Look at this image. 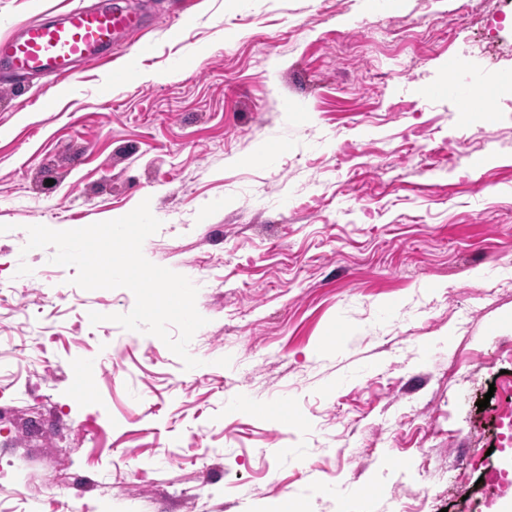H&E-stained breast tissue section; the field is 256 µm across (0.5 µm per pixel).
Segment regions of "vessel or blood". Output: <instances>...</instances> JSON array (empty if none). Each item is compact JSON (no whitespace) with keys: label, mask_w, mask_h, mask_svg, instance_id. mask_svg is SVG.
Segmentation results:
<instances>
[{"label":"vessel or blood","mask_w":512,"mask_h":512,"mask_svg":"<svg viewBox=\"0 0 512 512\" xmlns=\"http://www.w3.org/2000/svg\"><path fill=\"white\" fill-rule=\"evenodd\" d=\"M147 22L117 0H83L60 20L23 23L0 37V72L50 85L67 81L78 63L111 64L115 50L128 48L130 35Z\"/></svg>","instance_id":"b4317fda"}]
</instances>
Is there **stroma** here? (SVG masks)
Masks as SVG:
<instances>
[{
  "mask_svg": "<svg viewBox=\"0 0 512 512\" xmlns=\"http://www.w3.org/2000/svg\"><path fill=\"white\" fill-rule=\"evenodd\" d=\"M119 2L154 24L111 66L0 78V512H512V100L459 103L512 73V0ZM78 3L0 0V35ZM145 200L189 371L23 249Z\"/></svg>",
  "mask_w": 512,
  "mask_h": 512,
  "instance_id": "35a3bbf8",
  "label": "stroma"
}]
</instances>
